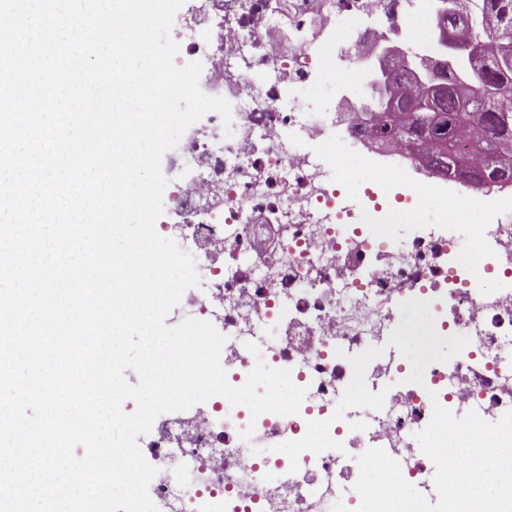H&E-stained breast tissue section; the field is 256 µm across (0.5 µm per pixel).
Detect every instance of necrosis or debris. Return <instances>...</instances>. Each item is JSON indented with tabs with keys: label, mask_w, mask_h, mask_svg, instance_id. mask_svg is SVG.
<instances>
[{
	"label": "necrosis or debris",
	"mask_w": 512,
	"mask_h": 512,
	"mask_svg": "<svg viewBox=\"0 0 512 512\" xmlns=\"http://www.w3.org/2000/svg\"><path fill=\"white\" fill-rule=\"evenodd\" d=\"M421 2L207 0L187 48L231 119L206 113L169 155L192 170L169 198L176 242L204 276L190 304L220 325L231 385L261 360L306 394L291 415L224 400L158 416L144 453L159 512H355L357 459L374 447L433 504L436 467L415 435L434 405L490 423L512 410V192L483 187L488 220L468 223L466 191L379 151L361 123L368 87L353 63L413 39ZM323 58L340 99L312 79ZM347 152L363 163L343 165ZM426 194L452 222L426 223ZM269 224L277 244L255 256ZM410 305L429 334L412 358L382 354ZM451 334L464 342L448 359L437 346Z\"/></svg>",
	"instance_id": "necrosis-or-debris-1"
}]
</instances>
